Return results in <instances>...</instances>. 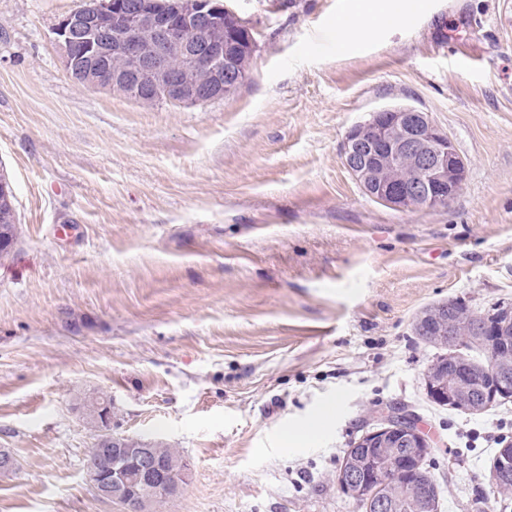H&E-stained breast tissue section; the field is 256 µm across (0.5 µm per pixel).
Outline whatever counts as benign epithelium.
I'll list each match as a JSON object with an SVG mask.
<instances>
[{"label":"benign epithelium","mask_w":512,"mask_h":512,"mask_svg":"<svg viewBox=\"0 0 512 512\" xmlns=\"http://www.w3.org/2000/svg\"><path fill=\"white\" fill-rule=\"evenodd\" d=\"M232 13L224 4L211 0H177L172 5L160 3L144 10H121L116 0H94L93 5L62 18L55 28V40L62 49L64 67L81 74L95 87L125 88L139 83L143 76L161 69L159 45L169 40L193 58V66L180 74L163 76L161 91L164 98L177 105H200L222 98L245 83L248 74L237 72L226 83V69L237 65L241 48L230 49L224 41L209 37L212 24L221 23L224 15ZM119 56L131 66L114 70L102 66L112 56ZM392 162L412 160L416 178L413 188L397 193L374 173L380 155ZM346 169L373 199L399 210H432L445 207L456 197L465 177V163L457 153L448 134L443 132L425 112L413 107L382 108L355 124L342 145ZM512 321V309L505 308L493 319L475 309L437 310L418 317L420 331H435L448 337L452 348L462 347L475 340L491 347L493 337ZM467 325L470 335L460 336L457 329ZM492 379L488 389L491 398L511 397L509 378L485 369ZM428 389L442 402L476 411L477 402L448 399L445 381L432 370ZM95 418L101 437L94 453L107 459L102 466L86 469V480L100 498L125 506L127 512H149L147 493L160 491L175 495L180 481L156 457L153 442L139 437L112 433L109 409L100 407ZM413 445L431 447L430 439L417 426L409 413L398 409L385 412L380 423L361 435L358 443L376 448L394 436Z\"/></svg>","instance_id":"benign-epithelium-1"}]
</instances>
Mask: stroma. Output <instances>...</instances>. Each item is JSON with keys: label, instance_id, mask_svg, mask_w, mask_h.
<instances>
[{"label": "stroma", "instance_id": "stroma-1", "mask_svg": "<svg viewBox=\"0 0 512 512\" xmlns=\"http://www.w3.org/2000/svg\"><path fill=\"white\" fill-rule=\"evenodd\" d=\"M84 3L0 0V512H124L85 479L97 391L114 429L188 461L160 512H362L338 470L391 407L432 441L440 512H512L486 479L512 400L430 402L441 351L413 328L450 299L512 305V0H226L258 50L198 106L70 79L54 29ZM359 11L382 29L337 46ZM396 105L465 160L449 206L391 209L346 170L349 129ZM11 206L0 207V259H6L10 254L11 243L16 232V216L13 207V195L10 197Z\"/></svg>", "mask_w": 512, "mask_h": 512}]
</instances>
